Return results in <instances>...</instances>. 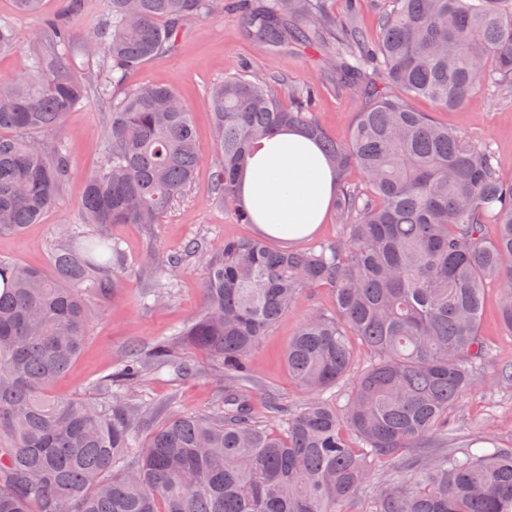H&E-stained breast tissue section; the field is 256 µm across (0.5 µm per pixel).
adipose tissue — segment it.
Masks as SVG:
<instances>
[{"mask_svg": "<svg viewBox=\"0 0 512 512\" xmlns=\"http://www.w3.org/2000/svg\"><path fill=\"white\" fill-rule=\"evenodd\" d=\"M241 200L259 228L296 240L313 233L336 194L334 174L317 145L284 130L266 141L240 179Z\"/></svg>", "mask_w": 512, "mask_h": 512, "instance_id": "1", "label": "adipose tissue"}]
</instances>
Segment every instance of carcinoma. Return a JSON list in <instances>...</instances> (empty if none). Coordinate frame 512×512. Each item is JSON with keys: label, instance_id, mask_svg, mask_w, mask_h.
Listing matches in <instances>:
<instances>
[{"label": "carcinoma", "instance_id": "obj_1", "mask_svg": "<svg viewBox=\"0 0 512 512\" xmlns=\"http://www.w3.org/2000/svg\"><path fill=\"white\" fill-rule=\"evenodd\" d=\"M325 2L239 7L259 44L318 52L369 105L338 141L309 111L315 84L287 87L285 106L261 79L225 77L208 92L212 189L239 223H255L239 175L261 139L295 128L336 173L339 235L307 249L255 238L210 249L202 314L158 340L148 359L175 364L178 341L220 361L224 412H173L158 423L126 398L143 366L134 354L98 382L105 400L53 392L88 341L87 294L107 299L119 287L110 262L97 259L108 249L121 262L117 248L68 234L44 269L0 261V512H348L383 466L393 478L374 512H512V447H444L460 400L487 378L480 320L491 286L512 336V177L488 146L409 103L456 109L481 85L511 91L512 0H394L375 42L355 11L337 20ZM227 9V0H107L81 44L68 21L46 20L51 48L0 78V235L22 233L56 206L71 162L44 140L91 102L110 117L83 223H161L203 164L191 109L161 85L111 87L174 48L186 20ZM96 61L106 75L92 84ZM355 168L360 185L346 179ZM311 288L329 289L333 305L311 312L286 351L310 399L292 410L269 398L280 423L271 432L238 382L262 337ZM354 340L372 354L359 372ZM421 448L435 452L421 457Z\"/></svg>", "mask_w": 512, "mask_h": 512}]
</instances>
